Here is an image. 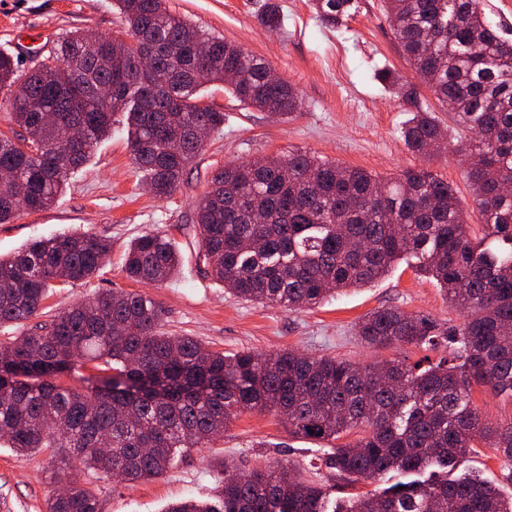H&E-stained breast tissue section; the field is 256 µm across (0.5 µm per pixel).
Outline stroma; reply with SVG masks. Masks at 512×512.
<instances>
[{"label": "stroma", "mask_w": 512, "mask_h": 512, "mask_svg": "<svg viewBox=\"0 0 512 512\" xmlns=\"http://www.w3.org/2000/svg\"><path fill=\"white\" fill-rule=\"evenodd\" d=\"M270 0H165L173 15L207 33L241 45L267 59L280 78L302 98L300 111L277 120L246 110L223 84L204 86L208 103L224 113V129L212 134L179 188L164 199L150 194L136 168L124 128L114 127L79 168L57 202L43 210H23L0 224V257L25 244L60 233H89L107 239L111 251L90 279L54 284L39 324L50 323L58 308L92 298L106 289L145 291L165 309L161 330L192 336L225 353H272L294 348L312 356H336L360 363L398 359L413 364L447 358V347L425 352L411 346L371 348L355 334L356 323L381 307H397L445 322L461 321L432 282L399 265L371 286L349 290L321 306L288 311L238 299L215 280L199 248L195 208L211 177L224 165L268 156L307 152L336 164L356 167L382 178L424 168L457 189L471 224L481 217L464 179L466 160L439 153L430 157L410 150L402 129L413 112H432L450 142L466 140L467 131L451 125L447 112L419 85L396 42L382 0H359L344 25L322 24L311 0H271L281 25L269 30L259 22ZM122 28L113 0H0V51L17 56L22 69L45 62L58 40L72 31L96 37ZM389 68L415 84L417 96L402 99L375 78ZM148 232L168 235L182 258L174 279L142 287L124 271L127 246ZM309 439L294 437L271 411H248L236 418L208 447L181 454L163 476L133 483L86 472L82 480L95 489L102 512H165L185 499L206 502L217 491L209 463L234 461L247 473L276 461L291 462L301 480L321 483L331 497L372 490L369 482H336L323 462H311ZM49 452L22 459L0 441V512H46L53 488Z\"/></svg>", "instance_id": "1"}]
</instances>
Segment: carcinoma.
Returning <instances> with one entry per match:
<instances>
[{
	"label": "carcinoma",
	"mask_w": 512,
	"mask_h": 512,
	"mask_svg": "<svg viewBox=\"0 0 512 512\" xmlns=\"http://www.w3.org/2000/svg\"><path fill=\"white\" fill-rule=\"evenodd\" d=\"M123 30L98 39L67 35L52 63L23 74L0 52V224L61 195L122 117L136 167L158 198L171 196L202 148L196 129L224 128V112L202 101L207 83L278 118L300 110L298 92L271 79V64L209 37L171 14L165 0H114ZM356 0H314L321 23L336 27ZM392 32L412 69L457 125L475 134L452 144L427 111L406 122V145L424 155L474 156L464 177L482 218L474 234L457 191L425 169L382 179L308 153L242 162L215 173L195 223L211 274L238 298L299 310L371 284L402 260L436 281L460 324L399 308L377 309L356 324L372 347L455 346L456 362L425 368L310 357L292 349L226 355L191 336L160 331L162 306L149 295L102 290L64 305L47 325L0 341V441L20 458L55 448L56 489L47 512H101L80 474L113 469L138 481L163 475L181 452L200 448L239 412L273 410L293 434L321 441L314 457L336 477L398 479L356 495L343 512H512L489 481L454 474L484 442L512 461V423L495 427L472 401V387L512 394V43L487 20L483 0H385ZM154 50L139 72L136 46ZM377 81L403 98L413 85L385 69ZM108 240L60 234L0 257V324L41 313L52 283L99 270ZM180 255L171 238L147 233L129 246L124 269L136 282L173 278ZM102 376L83 388L56 383L80 360ZM360 429L353 442H340ZM110 452L101 456V438ZM279 462L219 482L218 504L194 500L168 512H327L323 487L297 480Z\"/></svg>",
	"instance_id": "carcinoma-1"
}]
</instances>
